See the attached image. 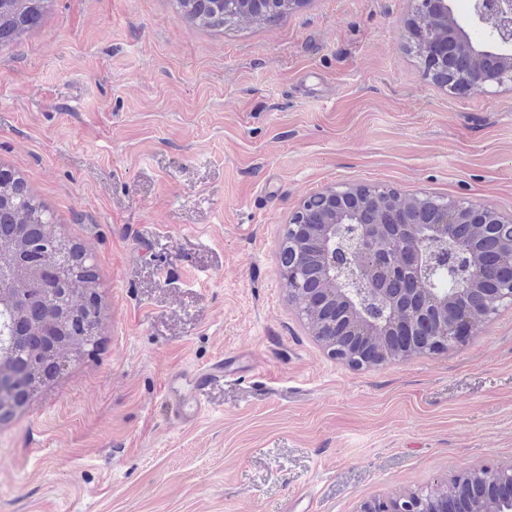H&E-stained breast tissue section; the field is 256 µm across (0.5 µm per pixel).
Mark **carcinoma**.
Wrapping results in <instances>:
<instances>
[{"mask_svg":"<svg viewBox=\"0 0 512 512\" xmlns=\"http://www.w3.org/2000/svg\"><path fill=\"white\" fill-rule=\"evenodd\" d=\"M49 0H0V46L18 42L38 28ZM184 19L192 24L221 28L224 24H257L286 14L290 0L273 8H224V0H176ZM54 219L16 171L0 167V258L12 263L3 281L8 292L22 298L23 306L9 318L8 330L15 336L14 348L0 363L5 375L23 370L28 387L0 388V419L24 406L39 385L54 378L66 362L69 352L92 353L97 347V321L81 327L68 320L64 309L67 293L96 295V273L85 251L61 236L53 228ZM496 228H476L460 224L455 236L474 243L485 264L496 266L500 255ZM55 243V249L69 255V262L57 267L43 251V243Z\"/></svg>","mask_w":512,"mask_h":512,"instance_id":"carcinoma-1","label":"carcinoma"}]
</instances>
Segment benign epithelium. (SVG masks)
<instances>
[{"mask_svg":"<svg viewBox=\"0 0 512 512\" xmlns=\"http://www.w3.org/2000/svg\"><path fill=\"white\" fill-rule=\"evenodd\" d=\"M424 79L451 92L493 94L512 87V0H472L467 20L452 0H412ZM308 197L288 217L296 250L313 247L327 288L302 282L299 257L280 268L288 295L313 335L336 361L372 367L435 353L467 339L504 306L512 307V215L463 197L403 194L385 185L339 183ZM458 224L502 228L500 265L488 280L470 244L454 249L469 277L458 288H427L422 277L453 276L447 242ZM480 480L496 489L476 512H512V465L460 473L457 488L432 495L404 492L365 502L359 512H460L458 489Z\"/></svg>","mask_w":512,"mask_h":512,"instance_id":"benign-epithelium-1","label":"benign epithelium"}]
</instances>
